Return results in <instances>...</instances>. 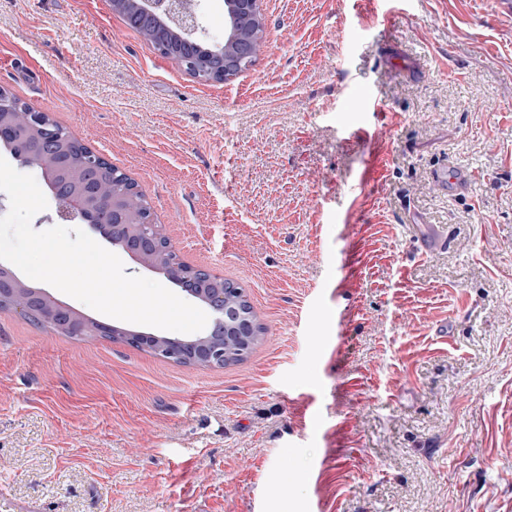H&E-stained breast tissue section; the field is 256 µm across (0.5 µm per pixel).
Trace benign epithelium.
Segmentation results:
<instances>
[{"label":"benign epithelium","instance_id":"1","mask_svg":"<svg viewBox=\"0 0 512 512\" xmlns=\"http://www.w3.org/2000/svg\"><path fill=\"white\" fill-rule=\"evenodd\" d=\"M112 11L124 18L130 17L137 24L150 27L156 22L165 24L166 32L181 43L187 55L179 58V65H187L201 73L221 76L228 71L246 70L258 54L262 44L251 34L253 26L264 27L261 0H225L224 43L208 49V55L197 57L192 54L198 44L194 34L199 28V18L185 0H110ZM4 89H0V140L10 142L12 157L21 160L17 148L23 142L21 129L11 118V113L1 111ZM85 166L90 178L84 184L82 195L71 192L70 179L64 166H58L54 178L47 180L57 203V218L62 222L80 220L92 224L112 245L118 247L133 259L152 266L148 257L158 249L157 228L153 224H142L137 232L117 239L109 234V228L127 222L126 210L118 198L112 203L102 204L95 191L93 181L107 165L106 158L91 147L84 153ZM218 276L203 268L196 269V275L184 279L178 286L190 297L206 305L214 319V330L199 336L184 338L164 337L168 354L178 360L190 358L196 361L217 362L222 352L211 344L212 337L224 336V315L228 303L224 300V289L212 288V281ZM0 295L12 299L11 309L25 317L35 316L37 309L47 305L53 309V316L63 327L71 326L79 316L68 306L53 300L44 290L32 289L8 267L0 263Z\"/></svg>","mask_w":512,"mask_h":512}]
</instances>
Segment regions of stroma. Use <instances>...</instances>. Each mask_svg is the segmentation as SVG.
Masks as SVG:
<instances>
[{
    "label": "stroma",
    "mask_w": 512,
    "mask_h": 512,
    "mask_svg": "<svg viewBox=\"0 0 512 512\" xmlns=\"http://www.w3.org/2000/svg\"><path fill=\"white\" fill-rule=\"evenodd\" d=\"M262 9L224 83L109 0H0V87L266 329L202 368L0 309V512H512V0Z\"/></svg>",
    "instance_id": "obj_1"
}]
</instances>
